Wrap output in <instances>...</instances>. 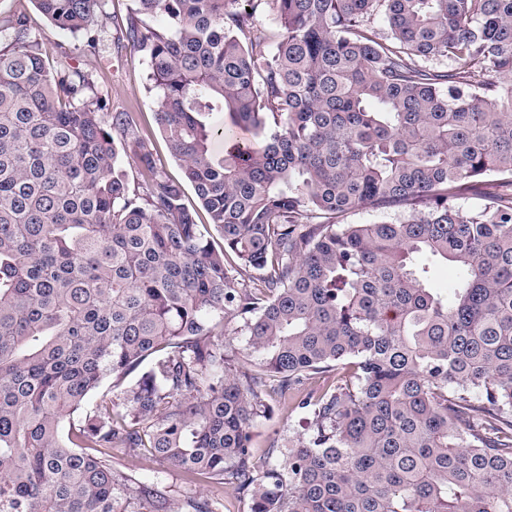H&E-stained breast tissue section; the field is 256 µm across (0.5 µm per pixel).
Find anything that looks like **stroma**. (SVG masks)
<instances>
[{
    "label": "stroma",
    "instance_id": "stroma-1",
    "mask_svg": "<svg viewBox=\"0 0 512 512\" xmlns=\"http://www.w3.org/2000/svg\"><path fill=\"white\" fill-rule=\"evenodd\" d=\"M134 7L133 0H101L94 27L98 40L95 50H87L85 34H69L51 23L38 21L35 33L41 44L47 65H54L60 52H69L75 66L90 79L95 90L106 97L113 112L130 113L140 134L150 144L158 168L169 178L182 177L179 163L170 155L156 122L157 102L149 90L147 58L132 43L121 39L120 30ZM271 408L268 420L260 422L253 433L259 451H266L273 442L286 438L289 432L302 429L306 412L296 406L294 392L271 393L267 399ZM113 464L118 469L133 468L142 480L162 477L174 497L189 492L180 471L162 469L149 458L130 459L116 454Z\"/></svg>",
    "mask_w": 512,
    "mask_h": 512
}]
</instances>
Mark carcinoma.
Listing matches in <instances>:
<instances>
[{
	"label": "carcinoma",
	"mask_w": 512,
	"mask_h": 512,
	"mask_svg": "<svg viewBox=\"0 0 512 512\" xmlns=\"http://www.w3.org/2000/svg\"><path fill=\"white\" fill-rule=\"evenodd\" d=\"M35 2L0 17V512H223L116 452L249 512H512V0H271V49L266 0H134L123 37L181 182L32 37L45 19L95 48L101 0ZM214 112L258 141L215 154ZM367 208L398 214L345 222ZM333 371L297 404L307 432L257 456L267 387ZM256 26L269 46H274L279 40L281 28L275 19V11L271 2L264 4L257 14ZM113 460V465L121 470H127L126 467H132L144 481H152L158 475V471H164L162 479L166 486L171 489V495L175 498L182 497L194 486L185 483L183 474L174 469H167L151 458H140L131 461L122 453L117 452Z\"/></svg>",
	"instance_id": "cac0c4a2"
}]
</instances>
